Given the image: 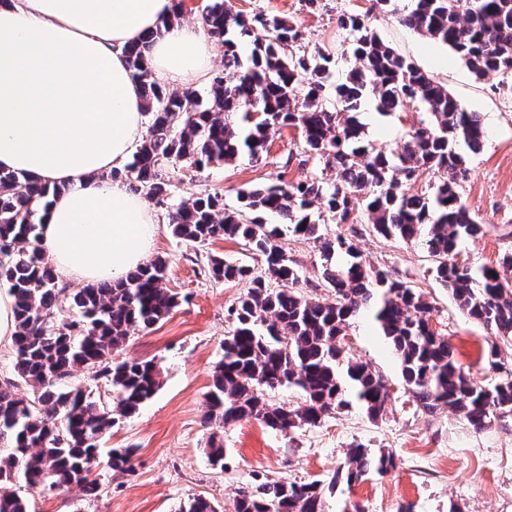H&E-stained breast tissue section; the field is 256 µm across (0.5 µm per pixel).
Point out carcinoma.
<instances>
[{"label": "carcinoma", "instance_id": "1", "mask_svg": "<svg viewBox=\"0 0 512 512\" xmlns=\"http://www.w3.org/2000/svg\"><path fill=\"white\" fill-rule=\"evenodd\" d=\"M178 18L176 13L162 21L145 41L125 49L149 125L132 161L112 171V178L158 205H171L173 237L199 245L239 239L263 258L261 275L245 264L210 258L214 279L243 281L247 289L228 311L231 328L206 395L204 423L222 429L253 418L290 432L316 426L354 403L371 420L383 416L386 382L369 364L349 358L343 342L365 313L395 355L404 388L424 411L445 407L476 430L512 413V369H504L497 344L489 363L505 374L486 385L469 379L456 367L448 338L429 330L433 307L410 282L364 265L349 239L324 237L309 214L315 206L338 224H370L384 237L422 243L437 258L435 279L467 316L512 342V284L505 278L512 253H504L496 266L456 262L462 240L483 230L458 192L465 173L458 146L477 154L486 143L480 116L385 44L368 17L350 13L340 15L337 25L348 35L353 66L330 100L325 79L331 54L300 53L302 32L293 22L246 15L229 0H210L202 14L210 37L224 46V70L213 75L209 98L167 92L153 78L149 50ZM400 23L448 46L478 78L512 75V0H412ZM244 38L252 42L247 56L239 49ZM367 98L387 113L417 104L433 120L409 131L396 149L379 151L365 140L357 117ZM277 127L299 129L303 153L331 178L279 179L241 192L234 209L224 207L218 194L170 204L171 168L227 164L244 153L257 161ZM426 171L442 179L413 191ZM58 191L0 171V281L14 303V369L32 390L25 397L0 386V512H30L28 501L11 488L15 480L41 492L74 485L94 498L99 469L131 472L133 451L114 450L104 458L101 442L116 417L135 413L153 397L161 373L151 361H116L112 354L129 341L130 329L147 330L179 306V294L165 286L168 260L162 256L113 284L75 294L60 285L38 235L40 214ZM270 214L280 223H267ZM285 231L317 244L321 278L332 297L297 291L299 271L279 244ZM339 251L350 261H333ZM272 280L279 287H271ZM65 302L72 314L59 321ZM95 366L113 399L67 384L75 370ZM283 386L298 389L303 402L269 403L265 390ZM207 451L212 462L221 463L223 439L211 434ZM393 468L394 455L357 446L324 480L254 478L237 494L235 512H323L325 491ZM180 512L219 510L197 495Z\"/></svg>", "mask_w": 512, "mask_h": 512}]
</instances>
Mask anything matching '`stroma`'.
<instances>
[{
	"label": "stroma",
	"instance_id": "35a3bbf8",
	"mask_svg": "<svg viewBox=\"0 0 512 512\" xmlns=\"http://www.w3.org/2000/svg\"><path fill=\"white\" fill-rule=\"evenodd\" d=\"M408 0L372 9L370 0H322L310 10L304 0H231L234 9L282 17L298 26L307 54L320 50L333 56L332 78L342 81L351 65L344 54L343 33L336 24L342 13L368 14L373 29L398 53L448 88L468 111L478 113L488 138L484 149L466 154L467 175L458 192L483 226V233L464 241L460 254L472 267L496 264L512 249V78H475L446 45L400 25ZM418 106L388 115L366 100L359 120L376 148H395L411 128L428 122ZM269 152L261 161L241 157L231 164L201 170L178 167L170 173L173 200L220 194L226 207L238 205L237 192L260 187L276 177L287 182L320 176L315 161H300L301 136L285 128L271 132ZM159 231L153 253L169 261L166 286L181 296L179 306L153 328L134 332L120 353L127 360H151L161 369V386L133 415L119 418L104 450L132 449L129 474L103 472L97 497L85 498L77 487L32 491L15 483L32 512H177L196 495L219 512H233L240 489L254 475L284 477L298 483L325 478L348 460L353 446L392 453L396 466L324 496V512H341L355 503L363 512H512V415L473 429L462 417L441 408L428 413L403 387L398 362L370 316L360 317L349 331L345 348L355 360L370 364L392 389L383 417L368 419L358 407L325 416L315 427L280 432L245 418L224 427V464H211L206 445L211 433L204 420L212 371L224 356L227 310L244 292L241 282L218 281L206 271L209 256L228 263L244 262L254 272L264 269L260 256L249 254L242 241L216 239L200 246L178 241L169 229L165 207H156ZM325 237L348 238L367 264L411 282L433 307L432 321L448 337L457 367L472 381L487 383L497 372L487 357L494 337L470 319L435 280L436 265L419 243L407 244L375 233L370 225L319 219ZM281 244L298 267V288L310 297L330 292L319 278L321 259L313 241L292 235ZM498 344V343H495ZM500 358L512 367V344H498Z\"/></svg>",
	"mask_w": 512,
	"mask_h": 512
}]
</instances>
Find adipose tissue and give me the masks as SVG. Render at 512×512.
<instances>
[{
    "label": "adipose tissue",
    "mask_w": 512,
    "mask_h": 512,
    "mask_svg": "<svg viewBox=\"0 0 512 512\" xmlns=\"http://www.w3.org/2000/svg\"><path fill=\"white\" fill-rule=\"evenodd\" d=\"M178 0H0V169L58 186L41 213L60 279L94 284L145 264L158 232L142 193L112 180L144 132L125 48L152 38L161 83L204 76L218 44L204 23L172 22Z\"/></svg>",
    "instance_id": "ef3b65f1"
}]
</instances>
